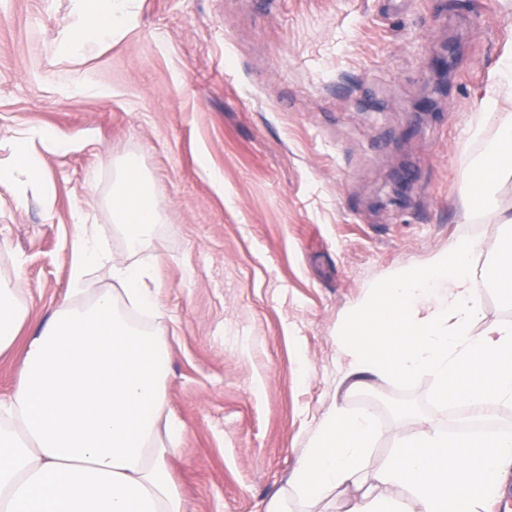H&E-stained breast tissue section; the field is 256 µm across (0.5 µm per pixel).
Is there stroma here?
I'll list each match as a JSON object with an SVG mask.
<instances>
[{"mask_svg": "<svg viewBox=\"0 0 512 512\" xmlns=\"http://www.w3.org/2000/svg\"><path fill=\"white\" fill-rule=\"evenodd\" d=\"M138 5L124 38L70 61L52 51L68 0H0V140L40 126L71 144L45 154L27 210L0 200V275L20 272L30 323L66 303L89 202L124 255L113 162L138 156L164 218L133 260L154 264L166 310L184 426L171 472L192 512H265L336 404L376 420L367 466L383 467L395 437L447 426L448 409L428 375L349 389L336 330L396 269L496 238L461 200L512 0ZM89 80L110 97L80 91Z\"/></svg>", "mask_w": 512, "mask_h": 512, "instance_id": "stroma-1", "label": "stroma"}]
</instances>
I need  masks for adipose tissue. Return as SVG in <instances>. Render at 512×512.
<instances>
[{
  "mask_svg": "<svg viewBox=\"0 0 512 512\" xmlns=\"http://www.w3.org/2000/svg\"><path fill=\"white\" fill-rule=\"evenodd\" d=\"M55 42L64 59H82L131 31L137 0H69ZM512 48L490 76L481 117L470 127L495 133L470 175L466 218L495 212L512 232V210L496 207L498 185L512 178ZM0 190L25 210L44 186L43 153L67 152L53 131L19 128L6 140ZM123 233L117 257L90 210L79 209L70 290L83 294L92 268L110 270L113 289L86 305L54 310L30 335L21 378L0 400V512H191L169 471L183 425L168 416V338L155 269L128 262L149 246L162 210L140 160L118 164L109 198ZM512 299V247L457 238L427 263L379 284L337 332L354 374L410 381L431 375L442 404L481 413L512 406V321L482 324L481 282ZM25 284L0 276V353L28 322ZM379 427L369 413L334 407L321 420L286 481L305 512H486L490 488L512 475V434L467 442L430 423L395 441L392 459L365 476Z\"/></svg>",
  "mask_w": 512,
  "mask_h": 512,
  "instance_id": "adipose-tissue-1",
  "label": "adipose tissue"
}]
</instances>
